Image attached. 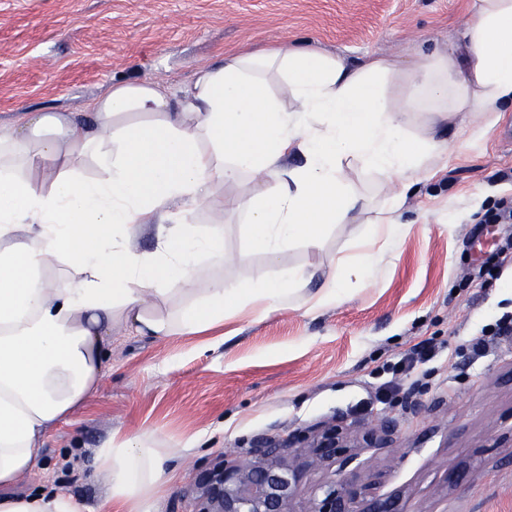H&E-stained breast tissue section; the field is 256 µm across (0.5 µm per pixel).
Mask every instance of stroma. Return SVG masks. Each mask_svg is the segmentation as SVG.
I'll list each match as a JSON object with an SVG mask.
<instances>
[{"label":"stroma","instance_id":"35a3bbf8","mask_svg":"<svg viewBox=\"0 0 512 512\" xmlns=\"http://www.w3.org/2000/svg\"><path fill=\"white\" fill-rule=\"evenodd\" d=\"M467 0H0V122L46 107L80 110L112 79L137 76L177 91L218 53L291 41L359 65L447 49ZM512 112L485 137H449L448 158L414 187L408 228L334 304L309 298L340 261L354 259L367 216L330 225L319 248L295 243L269 260L239 217L224 226L216 275L238 284L312 271L293 300L267 316L230 314L224 342H158L112 328L96 394L49 434L41 485L97 507L106 485L95 449L113 434L152 429L172 448L177 477L157 512H197L201 473L253 448L323 423L351 432L386 417L389 447L357 448L310 472L298 501L351 476L396 496L404 512H512V335L473 354L471 341L512 315V266L479 285L475 273L512 224H482L512 197ZM430 360L400 370L421 343ZM457 482H449V474Z\"/></svg>","mask_w":512,"mask_h":512}]
</instances>
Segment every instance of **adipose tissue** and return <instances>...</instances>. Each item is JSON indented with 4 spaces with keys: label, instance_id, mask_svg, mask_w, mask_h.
I'll use <instances>...</instances> for the list:
<instances>
[{
    "label": "adipose tissue",
    "instance_id": "1",
    "mask_svg": "<svg viewBox=\"0 0 512 512\" xmlns=\"http://www.w3.org/2000/svg\"><path fill=\"white\" fill-rule=\"evenodd\" d=\"M461 53L412 64L358 66L312 45L228 52L196 68L178 93L115 80L84 111L46 108L0 124V512H155L176 475L151 431L113 435L95 451L107 492L96 510L55 489L11 490L38 476L49 430L97 391L112 324L164 341L223 326L226 308L263 316L307 273L291 269L241 285L213 278L225 184L255 178L241 199L251 239L269 258L318 247L328 225L355 218L361 197L341 176L355 161L392 191L353 270L368 275L379 240L405 233L412 188L448 151L438 131L481 139L512 108V0H470ZM428 115L429 135L408 130ZM154 253L139 252L144 234Z\"/></svg>",
    "mask_w": 512,
    "mask_h": 512
}]
</instances>
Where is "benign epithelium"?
I'll return each mask as SVG.
<instances>
[{"label": "benign epithelium", "mask_w": 512, "mask_h": 512, "mask_svg": "<svg viewBox=\"0 0 512 512\" xmlns=\"http://www.w3.org/2000/svg\"><path fill=\"white\" fill-rule=\"evenodd\" d=\"M395 430L396 422L387 419L379 427L367 429L363 441L369 447H381ZM297 442L295 436L262 438L246 458L205 473L200 480V512H297L295 503L306 472L328 464L350 448L335 426L317 431L302 459L296 455ZM359 503L367 504L362 512H399L395 499L380 497L373 485L354 480L321 485L303 512H357Z\"/></svg>", "instance_id": "obj_1"}]
</instances>
